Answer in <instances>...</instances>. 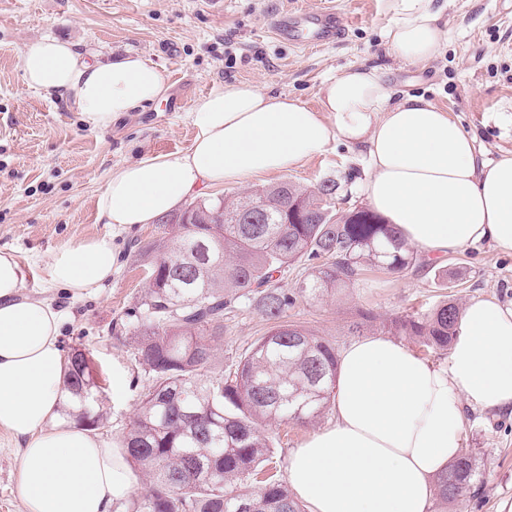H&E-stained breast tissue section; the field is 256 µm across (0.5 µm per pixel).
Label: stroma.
Wrapping results in <instances>:
<instances>
[{
  "instance_id": "obj_1",
  "label": "stroma",
  "mask_w": 512,
  "mask_h": 512,
  "mask_svg": "<svg viewBox=\"0 0 512 512\" xmlns=\"http://www.w3.org/2000/svg\"><path fill=\"white\" fill-rule=\"evenodd\" d=\"M448 48L425 66L395 60L382 31L390 16L385 0H0V247L14 249L27 266L24 292L50 298L67 312L60 343L64 353L89 350L102 370L101 405L107 420L101 441H120L139 409L149 380L135 359L127 313L146 287L137 243L161 237L160 223H103L96 200L118 166L140 157L188 149L195 136L193 102L216 86L254 83L317 105L319 88L339 70L375 68L396 97L419 94L448 108L477 136L481 161L512 151V0H447ZM332 8L344 32L336 44L300 48L278 40L272 26L290 8ZM51 36L112 59L132 52L154 62L169 83L165 100L119 117L109 129H89L61 98L27 88L19 54ZM367 174L362 146L338 141L298 170L267 174L246 185L202 191L205 199L239 196L292 182L317 190L337 183L339 213L363 206L358 186ZM104 237L118 254L112 278L95 294L74 301L42 280L52 251ZM459 303L492 298L512 307V254L483 241L438 260L418 256L412 270L369 272L321 301L299 300L288 318L333 344L352 340L358 311L372 320L365 335H387L390 319L425 310L445 296ZM271 327L256 312L226 321L220 369H235L240 355ZM315 425L266 426L279 470ZM461 445L473 449L479 477L456 501H434L432 512H512V413L464 409ZM19 450L0 436V512H20Z\"/></svg>"
}]
</instances>
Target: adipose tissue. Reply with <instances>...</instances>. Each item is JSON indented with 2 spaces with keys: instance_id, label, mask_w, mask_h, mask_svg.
<instances>
[{
  "instance_id": "ef3b65f1",
  "label": "adipose tissue",
  "mask_w": 512,
  "mask_h": 512,
  "mask_svg": "<svg viewBox=\"0 0 512 512\" xmlns=\"http://www.w3.org/2000/svg\"><path fill=\"white\" fill-rule=\"evenodd\" d=\"M383 38L398 59L422 66L448 46L432 0H386ZM28 87L71 100L90 129L167 96L165 77L138 55L85 59L75 43L27 45ZM318 107L242 82L193 104L197 135L183 152L148 155L113 170L96 207L106 224H148L197 188L244 185L303 167L335 141L366 149L361 192L405 241L442 257L482 240L512 254V154L479 162L476 137L423 97L395 99L376 69L327 78ZM104 238L57 248L46 285L83 299L112 277ZM24 266L0 248V432L21 446V512H112L135 476L121 446L60 416L63 310L24 295ZM512 408V308L476 298L462 309L446 366L383 336L352 340L338 356L335 421L291 456L288 482L310 512H428L439 474L459 454L465 405Z\"/></svg>"
}]
</instances>
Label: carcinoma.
I'll return each mask as SVG.
<instances>
[{
    "label": "carcinoma",
    "mask_w": 512,
    "mask_h": 512,
    "mask_svg": "<svg viewBox=\"0 0 512 512\" xmlns=\"http://www.w3.org/2000/svg\"><path fill=\"white\" fill-rule=\"evenodd\" d=\"M336 182L315 191L290 182L234 199L197 201L192 224L173 212L164 236L138 248L148 281L129 331L148 375L139 411L123 436L131 463L150 481L133 512H304L284 478L269 472L265 422L309 424L330 409L336 346L284 318L297 300H319L367 271L401 273L414 250L393 224L360 208L335 218ZM300 205L314 222L289 224ZM261 208L265 222L253 224ZM302 265L303 279L283 283ZM254 308L272 322L227 373L216 369L224 322ZM460 306L448 298L424 313L394 318L389 327L427 349L446 351L458 334ZM65 414L92 430L106 420L95 407L99 376L89 353L68 356ZM478 476L476 454L459 458L437 480L452 501Z\"/></svg>",
    "instance_id": "obj_1"
}]
</instances>
